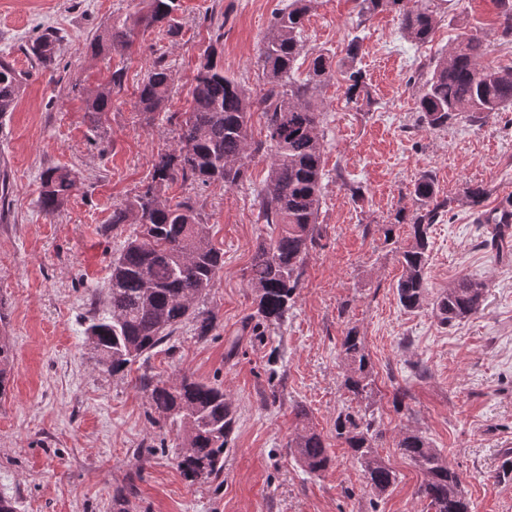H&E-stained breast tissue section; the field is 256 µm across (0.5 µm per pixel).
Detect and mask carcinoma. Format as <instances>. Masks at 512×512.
<instances>
[{
	"label": "carcinoma",
	"instance_id": "1",
	"mask_svg": "<svg viewBox=\"0 0 512 512\" xmlns=\"http://www.w3.org/2000/svg\"><path fill=\"white\" fill-rule=\"evenodd\" d=\"M314 0H288L276 10L258 54L263 87L251 92L237 77L224 73L219 34L202 54L191 85V107L178 124L177 144L158 153L151 181L112 210L111 224H134L139 231L129 238L112 260L106 308L88 319L85 335L97 361L116 375L137 360L148 358L171 339L179 326L191 321L204 338L215 329L216 316L196 307L214 287L223 257L214 247L202 212L188 200L171 202L166 185L190 179L207 184L237 186L247 179L257 156L268 161V172L259 193L257 220L270 229L260 241L249 267V285L255 292V312L250 315L251 335L264 336L288 320L303 266L319 237L326 141L318 96L336 75L332 57L323 51L304 54L303 32ZM358 23L372 14L392 10L405 39L417 45L429 42L437 25V10L414 0H353ZM178 9V0H149L146 12L133 21H114L92 44L95 53L126 49L137 26H167ZM56 39L43 35L36 54L54 57ZM487 45L476 34L458 36L434 62L418 97L421 120L439 129L458 120L488 119L512 106V66L485 67L481 59ZM307 61L305 77L297 74L298 60ZM344 96L358 104L364 84L358 71H349ZM121 74L112 73L106 84L85 90V112L93 127L112 108V90ZM24 84V74L0 59V119L14 111ZM174 84L170 67L154 62L138 88L139 110H162ZM263 120L265 139L251 134L254 114ZM77 175L65 167L42 172L38 207L45 213L61 209L77 188ZM416 209L410 220L411 243L401 252L402 274L396 284L400 305L415 310L425 303L428 281L429 233L448 201L438 199L433 179L422 176L412 185ZM486 284L462 278L444 290L435 303L439 322L451 326L476 315L484 302ZM346 368L344 386L353 398L373 394L370 361L358 332L351 328L340 342ZM13 352L0 339V395L7 393ZM142 388L150 405L163 420L176 427L181 438L178 467L194 484L218 478L224 472L236 410L224 388L203 382L192 374L167 381L144 376ZM301 422L289 447L305 471L320 472L331 456L323 436L310 426L308 412L299 407ZM381 437L369 410L341 412L336 418V439L349 448L368 480L372 494L385 495L397 480L396 471L376 452ZM403 457L423 474L418 496L427 512H470L459 474L442 453L421 433L406 430L397 441Z\"/></svg>",
	"mask_w": 512,
	"mask_h": 512
}]
</instances>
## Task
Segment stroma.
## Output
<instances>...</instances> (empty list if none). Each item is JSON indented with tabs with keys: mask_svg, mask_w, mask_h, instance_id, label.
<instances>
[{
	"mask_svg": "<svg viewBox=\"0 0 512 512\" xmlns=\"http://www.w3.org/2000/svg\"><path fill=\"white\" fill-rule=\"evenodd\" d=\"M280 0H179L177 36L135 28L129 48L102 58L92 40L112 22L143 11V0H0V56L25 72L14 112L0 121V330L14 347L10 387L0 398V495L19 512H421L422 474L396 446L403 429L422 432L462 479L471 512H512V249H501L483 211L512 210V108L486 120L430 129L419 121L424 75L458 34L486 41L483 65H512V41L495 20L512 0H443L430 42L401 39L395 12L358 23L352 0H316L305 23L308 50L344 62L349 34L362 26L361 72L367 100L344 96L342 77L320 94L327 176L321 237L305 263L287 321L251 336L255 311L248 268L268 228L257 221L267 174L227 188L175 181L169 200L204 212L224 266L204 301L217 317L211 336L193 324L174 348L115 375L99 365L84 334L91 300L105 302L113 258L131 233L111 226L112 209L151 179L158 152L176 143L174 118L190 105L200 57L223 33L224 70L252 90L262 86L258 50ZM55 32L57 53L41 64L32 45ZM164 60L176 76L165 115L137 107L147 69ZM123 74L112 109L92 127L83 92ZM76 172L78 188L60 210L37 205L40 175ZM431 176L451 205L430 231L428 303L403 309L396 284L410 239L409 191ZM482 185L483 210L465 191ZM392 225L384 236L383 225ZM487 283L479 314L441 325L432 302L462 277ZM362 336L374 379L368 402L343 386L339 342ZM179 372L220 385L236 408L231 450L218 480L189 484L178 467L177 433L156 419L140 387ZM279 400L270 403V390ZM405 390L395 404L396 390ZM305 407L328 445L331 466L306 472L288 443L296 407ZM369 407L383 437L379 456L397 473L375 499L364 472L336 438L339 412Z\"/></svg>",
	"mask_w": 512,
	"mask_h": 512,
	"instance_id": "35a3bbf8",
	"label": "stroma"
}]
</instances>
